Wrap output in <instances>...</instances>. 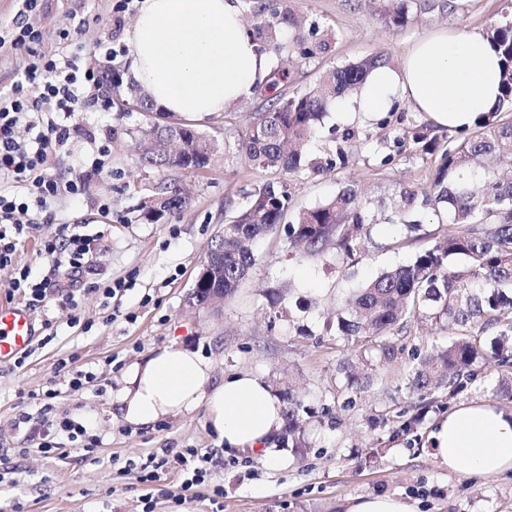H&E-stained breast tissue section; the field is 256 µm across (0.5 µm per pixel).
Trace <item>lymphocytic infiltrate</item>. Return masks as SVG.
I'll list each match as a JSON object with an SVG mask.
<instances>
[{
    "label": "lymphocytic infiltrate",
    "mask_w": 512,
    "mask_h": 512,
    "mask_svg": "<svg viewBox=\"0 0 512 512\" xmlns=\"http://www.w3.org/2000/svg\"><path fill=\"white\" fill-rule=\"evenodd\" d=\"M10 42L27 55L28 62L22 81L14 85L11 94L0 98V176L24 187L25 193L16 197L0 192V268L13 267L10 288L22 295L29 309L41 308L53 289L66 292L69 306L75 309L79 301L69 288L93 264V236L82 233L79 225L65 224L57 237L43 241L41 252L52 260L57 271L53 279H33L29 268H14L13 258L18 244L38 230L27 219L30 210H47L64 193L83 195L91 178L102 172L109 155L108 139L82 132L73 118L79 111H108L111 102L100 91L103 73L99 68L82 65L75 56L61 63L39 51L40 33L34 26H20L12 32ZM31 84L39 85L38 98H29L27 87ZM80 133L92 143L95 157L90 166L80 168L67 182H60L51 174V164ZM55 396V390L49 389L38 399L42 452L55 451L53 435L57 432L67 434L74 442H92L89 423L55 419ZM212 463V453L195 450L160 460L150 457L143 479L153 482L160 472L181 470L189 474L184 482L189 490L204 482Z\"/></svg>",
    "instance_id": "lymphocytic-infiltrate-1"
}]
</instances>
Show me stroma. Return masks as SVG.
Segmentation results:
<instances>
[{"label": "stroma", "instance_id": "35a3bbf8", "mask_svg": "<svg viewBox=\"0 0 512 512\" xmlns=\"http://www.w3.org/2000/svg\"><path fill=\"white\" fill-rule=\"evenodd\" d=\"M115 3L38 0L27 20L40 32L42 52L60 58L77 54L93 67L99 63L92 54L95 44L108 40L116 52L110 64L122 69L144 0H132L117 25L109 21ZM284 3L300 20L318 21L336 35L332 53L315 61L275 57L288 73L278 87L286 96L372 54L398 66L416 39L444 27L460 33L482 30L506 10L504 0H417L410 22L400 28L387 20V0H241L248 19L255 6L272 9ZM64 31L69 40H61ZM270 104L269 92L259 88L238 107L201 119L200 128L217 144L211 166L161 172L140 161L148 116L128 111L117 99L109 111L78 113L87 129L111 137L105 170L79 198L65 197L47 211L30 212L39 232L19 244L15 261L33 275L47 274L41 241L57 236L64 224L82 225L84 233L97 236V254L84 281L74 286L78 310L70 309L65 296L48 294L33 313L37 337L25 362L0 365V512L14 506L19 512H143L148 495L153 512H175L174 499L181 494L188 498L185 512H339L347 500L390 494L409 500L415 512H512L511 471L493 477L449 473L428 442L433 422L459 405L511 412L512 401L495 392L503 368L477 364L475 381L457 393L439 395V409L423 418L417 437H397L383 417L416 403L404 387L400 363L381 366V382L346 395L338 370L344 350L324 328L338 300L382 271L412 262L446 234V225L430 214L423 215L415 235L392 221L393 190L402 183L427 185L433 160L407 151L388 166L380 164L401 128L426 123V114L400 101L392 115L358 117L348 124L355 136L346 145L345 167L330 173L308 170L291 183L298 207L316 206L343 187L358 185L373 202L364 254L334 268L327 258L291 248L280 228L258 242L248 278L222 310L191 306L192 285L211 243L248 194L272 179L238 150L249 119ZM163 179L188 188L190 203L164 223H144L139 203ZM116 281L124 282V289L106 295L105 286ZM270 287L289 289V318L274 320L263 296ZM301 327L307 336L298 335ZM167 345L209 358L216 384L241 372L269 384L291 382L314 413L305 430L307 449L298 453L291 442L278 440L288 458L279 469L269 468L257 453L225 452L202 407L151 427L126 423L113 400L125 367ZM62 360L93 371V380L71 389L58 370ZM50 387L57 392V417L91 422L94 448L75 447L62 434L54 453L40 452L32 396ZM25 412L31 421L16 425ZM377 442L384 444L385 454L367 461L368 448ZM188 448L213 452L208 482L186 491L177 472L162 473L152 485L142 481L140 465L147 457ZM219 485L224 488L220 497L213 493Z\"/></svg>", "mask_w": 512, "mask_h": 512}]
</instances>
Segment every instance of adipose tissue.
<instances>
[{
	"mask_svg": "<svg viewBox=\"0 0 512 512\" xmlns=\"http://www.w3.org/2000/svg\"><path fill=\"white\" fill-rule=\"evenodd\" d=\"M130 45L131 81L158 109L190 119L236 107L272 66L246 33L240 0H145ZM500 76V57L484 33L439 29L416 40L399 66L374 69L338 111L382 112L404 101L438 125L469 127L494 107ZM211 375L208 358L167 346L127 368L115 401L136 426L205 406L225 448L258 452L280 467L285 458L272 442L283 423L278 396L255 374L217 385ZM429 440L449 472L512 470V413L462 406L435 423Z\"/></svg>",
	"mask_w": 512,
	"mask_h": 512,
	"instance_id": "adipose-tissue-1",
	"label": "adipose tissue"
}]
</instances>
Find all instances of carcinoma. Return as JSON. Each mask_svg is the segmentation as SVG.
Wrapping results in <instances>:
<instances>
[{
  "mask_svg": "<svg viewBox=\"0 0 512 512\" xmlns=\"http://www.w3.org/2000/svg\"><path fill=\"white\" fill-rule=\"evenodd\" d=\"M390 21L409 23L415 0H396ZM255 23L247 32L276 51H287L300 61L318 59L331 49L335 34L312 22L304 33L288 41L285 29L298 26L287 3L268 12L255 13ZM485 34L501 58V93L493 109L479 116L469 131L455 138L430 135L426 124L403 130L399 147L434 158L430 189L403 185L394 190L392 213L408 231L418 230L416 215L432 210L448 225L446 244L420 252L408 265L391 268L355 289L344 300L336 316V338L347 356L341 364L346 389L359 390L377 378L383 363L404 355L405 348L393 336L411 332L412 325L430 320L451 336L436 342L432 354H409L405 389L418 399V416L409 420L398 414L392 419L395 432L409 434L419 416L434 408L433 395L461 389L474 377V365L486 357L481 336L493 331L491 354L502 368H512V319L504 311L512 308V177L477 166V160L491 157L512 167V18L504 14L491 20ZM386 64L374 54L336 69L316 86L277 98L274 108L260 112L249 121L239 148L259 170L294 177L307 163L300 151L322 127L328 106L345 93L360 88L368 73ZM126 104L155 116L148 133L159 126H180L185 150L171 157L159 150H144L142 164L155 169L199 170L210 165L215 144L195 125L175 121L165 112L127 88ZM168 196L165 208L150 217V198L139 204V220L160 224L187 207L177 183L160 182ZM293 220L286 225L288 242L303 245L306 252L321 256L328 245L336 249V262L353 260L365 250L372 215L369 200L354 185L334 198L312 208H293L290 187L267 182L250 193L247 203L224 223V278L214 284L232 294L248 277L255 256L251 245L282 223L288 212ZM265 296L276 316L286 313L287 297L278 288ZM283 402L286 432L299 429L303 415L310 414L304 399L289 387L277 390Z\"/></svg>",
  "mask_w": 512,
  "mask_h": 512,
  "instance_id": "1",
  "label": "carcinoma"
}]
</instances>
